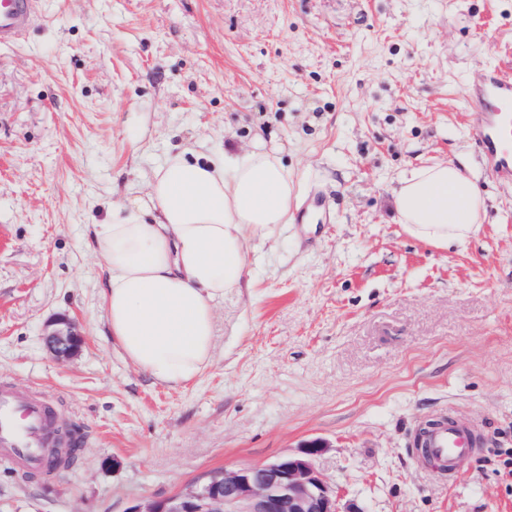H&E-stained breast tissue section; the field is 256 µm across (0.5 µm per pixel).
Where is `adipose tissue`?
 Returning <instances> with one entry per match:
<instances>
[{
  "instance_id": "ef3b65f1",
  "label": "adipose tissue",
  "mask_w": 512,
  "mask_h": 512,
  "mask_svg": "<svg viewBox=\"0 0 512 512\" xmlns=\"http://www.w3.org/2000/svg\"><path fill=\"white\" fill-rule=\"evenodd\" d=\"M294 190L276 152H180L153 169L145 202L113 208L95 225L109 334L124 357L170 387L205 370L214 303L245 281L248 236L291 222ZM393 204L408 236L443 249L474 236L484 209L468 173L445 163L403 172Z\"/></svg>"
}]
</instances>
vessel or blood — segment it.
Segmentation results:
<instances>
[{
  "instance_id": "b4317fda",
  "label": "vessel or blood",
  "mask_w": 512,
  "mask_h": 512,
  "mask_svg": "<svg viewBox=\"0 0 512 512\" xmlns=\"http://www.w3.org/2000/svg\"><path fill=\"white\" fill-rule=\"evenodd\" d=\"M32 25V0H0V45L14 42ZM470 120L468 139L488 175L512 181V73L492 67L478 83L465 87ZM46 405L39 395L0 385V456L22 469H44L46 450L54 444L44 435ZM479 435L468 425L436 427L424 447L413 448L419 463L454 476L460 462L479 450Z\"/></svg>"
}]
</instances>
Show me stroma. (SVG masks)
<instances>
[{"instance_id":"stroma-1","label":"stroma","mask_w":512,"mask_h":512,"mask_svg":"<svg viewBox=\"0 0 512 512\" xmlns=\"http://www.w3.org/2000/svg\"><path fill=\"white\" fill-rule=\"evenodd\" d=\"M0 45V383L38 388L85 437L0 512H127L317 440L360 512H512V182L487 177L463 90L512 67V0H36ZM274 146L294 208L329 215L249 239L251 285L214 310V358L183 388L113 346L89 246L166 155ZM451 162L486 212L466 243L407 236L401 173ZM66 315L86 345L54 360ZM474 425L454 479L410 455L425 423Z\"/></svg>"}]
</instances>
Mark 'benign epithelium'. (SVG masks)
Listing matches in <instances>:
<instances>
[{"label": "benign epithelium", "mask_w": 512, "mask_h": 512, "mask_svg": "<svg viewBox=\"0 0 512 512\" xmlns=\"http://www.w3.org/2000/svg\"><path fill=\"white\" fill-rule=\"evenodd\" d=\"M54 359L75 357L84 344L77 323L67 317L50 321L45 333ZM323 451L318 440L260 466L226 471L179 493L130 506L127 512H361L341 510L340 498L315 467Z\"/></svg>", "instance_id": "1"}]
</instances>
